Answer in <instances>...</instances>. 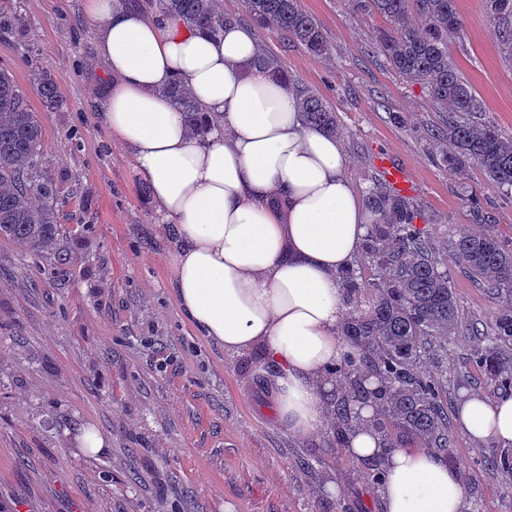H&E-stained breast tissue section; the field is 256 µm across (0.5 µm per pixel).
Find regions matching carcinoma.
<instances>
[{
    "label": "carcinoma",
    "instance_id": "cac0c4a2",
    "mask_svg": "<svg viewBox=\"0 0 512 512\" xmlns=\"http://www.w3.org/2000/svg\"><path fill=\"white\" fill-rule=\"evenodd\" d=\"M357 16L379 14L387 26L373 35L386 67L420 85L441 122L429 135L434 155L461 178L477 168L502 194L512 195V136L489 119L472 85L450 60L448 45L463 35L456 0H347ZM499 34L500 53L512 62V0H485ZM252 23L282 41L300 45L309 55L328 59L332 52L319 25L300 0H244ZM162 18H180L203 32L217 33L240 17L224 11L221 0H151ZM255 64L269 69L296 90L302 121L336 135V111L299 84L280 57L260 48ZM43 105L56 109L62 99L48 75L37 78ZM190 126L203 130L199 107L188 89L165 90ZM43 128L12 72L0 66V239L23 243L32 254L56 246L61 232L59 189L42 170ZM364 205L373 215L362 244L360 264L341 274L349 306L340 331L356 348L329 369L341 384L334 434L349 428L348 405L357 400L378 408L375 427L384 436V453L425 448L460 461L450 451L448 378L443 364L448 343L462 327L460 305L435 238L416 224L425 217L413 200L381 183L370 186ZM458 264L497 303L487 324L469 322L481 339L473 362L483 378L512 391V240L491 230L462 231L451 241ZM376 270L367 281L364 269ZM373 293L363 303L364 291ZM374 376L380 388L370 392L360 379Z\"/></svg>",
    "mask_w": 512,
    "mask_h": 512
}]
</instances>
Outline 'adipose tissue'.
I'll use <instances>...</instances> for the list:
<instances>
[{"label":"adipose tissue","instance_id":"adipose-tissue-1","mask_svg":"<svg viewBox=\"0 0 512 512\" xmlns=\"http://www.w3.org/2000/svg\"><path fill=\"white\" fill-rule=\"evenodd\" d=\"M109 136L149 185L160 223L174 227L172 286L203 336L229 353L257 352L274 366L275 415L307 439L333 418L341 389L327 372L348 343L340 336V275L361 252L371 217L349 175L340 138L300 119L296 93L251 67L253 31L209 35L179 18L158 21L133 0H84ZM187 87L212 120L190 130L163 90ZM346 454L382 459L384 512H466L462 474L441 454H384L374 407H351ZM457 429L472 442L512 446V395L461 391Z\"/></svg>","mask_w":512,"mask_h":512}]
</instances>
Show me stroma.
Segmentation results:
<instances>
[{
  "label": "stroma",
  "instance_id": "1",
  "mask_svg": "<svg viewBox=\"0 0 512 512\" xmlns=\"http://www.w3.org/2000/svg\"><path fill=\"white\" fill-rule=\"evenodd\" d=\"M331 59L258 31L302 83L335 109L358 190L391 156L438 239L493 226L512 238V199L478 169L438 166L425 138L439 121L419 85L382 64L371 41L386 21L351 15L346 0H300ZM83 0H0L24 39L0 34L9 65L44 131L43 168L67 199L56 250L35 256L0 240V512H382L365 465L332 429L302 442L277 421L255 356L224 352L191 323L170 286L172 229L157 224L143 183L100 116ZM465 35L450 56L488 118L512 135V64L498 49L485 0H457ZM47 72L63 105L46 111L33 78ZM68 270L57 276L58 253ZM463 321L492 322L496 306L446 258ZM107 444L78 448L79 430ZM468 512H512L501 452L456 435Z\"/></svg>",
  "mask_w": 512,
  "mask_h": 512
}]
</instances>
